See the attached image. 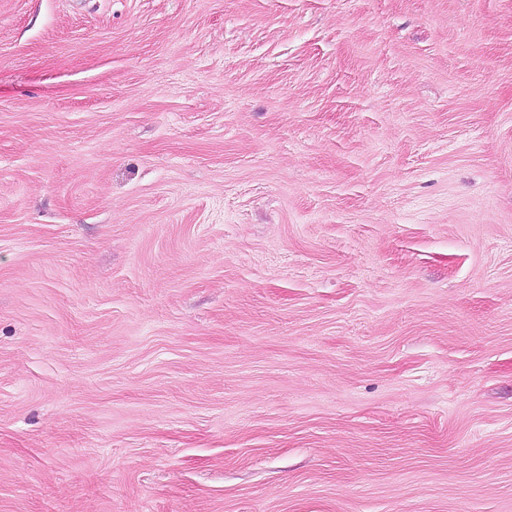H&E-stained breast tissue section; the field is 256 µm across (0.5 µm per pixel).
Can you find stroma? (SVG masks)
Returning <instances> with one entry per match:
<instances>
[{
	"instance_id": "stroma-1",
	"label": "stroma",
	"mask_w": 512,
	"mask_h": 512,
	"mask_svg": "<svg viewBox=\"0 0 512 512\" xmlns=\"http://www.w3.org/2000/svg\"><path fill=\"white\" fill-rule=\"evenodd\" d=\"M0 512H512V0H0Z\"/></svg>"
}]
</instances>
